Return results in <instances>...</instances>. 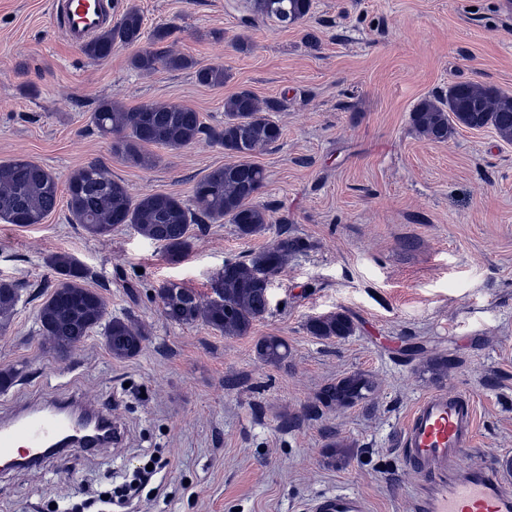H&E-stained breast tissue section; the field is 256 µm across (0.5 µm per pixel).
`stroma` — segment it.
Wrapping results in <instances>:
<instances>
[{
  "mask_svg": "<svg viewBox=\"0 0 512 512\" xmlns=\"http://www.w3.org/2000/svg\"><path fill=\"white\" fill-rule=\"evenodd\" d=\"M136 5L146 30L172 25L174 50L223 64V87L192 71L131 70V48L89 60L53 22L48 0H0V162L26 158L57 178L59 203L40 224L0 221V279L22 287L0 332V369L21 377L0 393V418L20 405L85 394L111 409L118 449H73L40 466L0 472V512H35L131 480L151 454L168 461L159 492L131 495L121 512H304L315 497L345 491L368 512H413L417 489L399 452L415 404L445 389L476 403L473 444L461 462L480 468L512 456V144L493 129H457L445 143L420 136L411 112L424 97L471 81L512 94V5L507 0H312L285 28L245 25L248 0H119ZM223 31V39L212 31ZM246 49H239V42ZM247 89L278 104L282 135L255 152L267 179L255 201L266 231L240 236L205 224L178 262L128 227L105 241L70 223L72 171L103 163L132 194L193 188L230 155L208 140L156 148L159 163L134 167L89 124L97 102L132 109L181 105L205 123L224 122V101ZM291 237L303 242L273 278L270 309L245 336L204 324L173 326L157 290L177 283L212 295L225 263L246 261ZM68 253L110 314L149 333L141 353L112 358L101 331L75 356L57 357L37 312L53 279L46 260ZM346 312L354 331L324 340L309 319ZM288 344L278 366L256 341ZM448 358V373L425 370ZM377 389L350 407L318 403L321 389L354 372ZM338 440L348 464L328 465Z\"/></svg>",
  "mask_w": 512,
  "mask_h": 512,
  "instance_id": "1",
  "label": "stroma"
}]
</instances>
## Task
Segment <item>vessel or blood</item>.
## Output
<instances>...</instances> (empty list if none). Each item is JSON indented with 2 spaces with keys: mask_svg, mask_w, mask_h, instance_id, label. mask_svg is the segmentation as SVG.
<instances>
[{
  "mask_svg": "<svg viewBox=\"0 0 512 512\" xmlns=\"http://www.w3.org/2000/svg\"><path fill=\"white\" fill-rule=\"evenodd\" d=\"M51 15L67 39L81 45L111 26L114 11L112 0H52ZM84 419L103 428L102 440L90 442L89 450L117 443V423L94 399L34 403L0 421V460L39 453L79 432ZM475 426L476 406L466 394L436 390L416 404L400 436L402 460L420 477L414 512H512V488L503 479L506 464L461 466ZM307 512H368V507L362 496L336 492L313 499Z\"/></svg>",
  "mask_w": 512,
  "mask_h": 512,
  "instance_id": "obj_1",
  "label": "vessel or blood"
}]
</instances>
